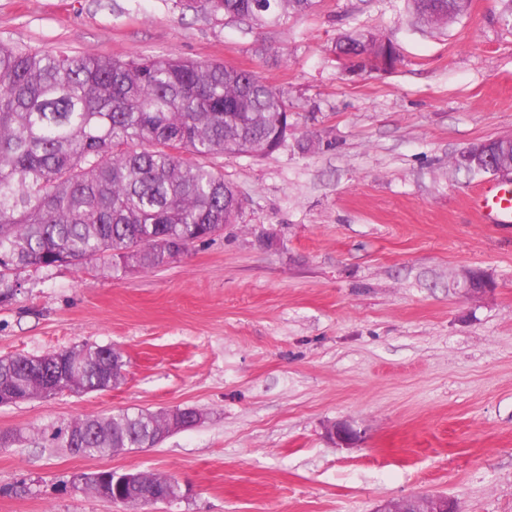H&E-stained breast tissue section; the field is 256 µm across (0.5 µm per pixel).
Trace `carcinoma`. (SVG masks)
Here are the masks:
<instances>
[{"label":"carcinoma","mask_w":512,"mask_h":512,"mask_svg":"<svg viewBox=\"0 0 512 512\" xmlns=\"http://www.w3.org/2000/svg\"><path fill=\"white\" fill-rule=\"evenodd\" d=\"M415 24L446 25L470 0H407ZM315 0H182L187 10L251 28L311 11ZM337 46L400 61L389 39L361 29ZM285 93L251 71L180 56L128 59L0 45V304L28 267L80 266L108 253L123 266L167 265L171 247L234 222L238 200L212 158L264 156L288 122ZM123 358L86 344L40 356L0 357V405L43 394L45 374L68 370L63 388L106 391L103 373ZM169 412L122 411L52 429L45 440L79 456L153 448Z\"/></svg>","instance_id":"cac0c4a2"}]
</instances>
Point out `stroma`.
<instances>
[{
	"instance_id": "1",
	"label": "stroma",
	"mask_w": 512,
	"mask_h": 512,
	"mask_svg": "<svg viewBox=\"0 0 512 512\" xmlns=\"http://www.w3.org/2000/svg\"><path fill=\"white\" fill-rule=\"evenodd\" d=\"M471 0L417 29L405 0H319L281 25L179 0H0V43L71 55L172 54L255 72L291 105L286 141L214 162L243 200L236 223L158 270L105 255L29 267L0 305V356L119 348L125 380L0 406V512H123L75 474L175 478L189 496L136 512H374L442 493L460 512H512V223L469 198L491 175L455 167L512 135V28ZM390 38L388 71L347 70L337 40ZM491 283L477 298L466 272ZM204 421L155 448L80 457L44 429L172 407ZM344 422L360 439L332 443Z\"/></svg>"
}]
</instances>
